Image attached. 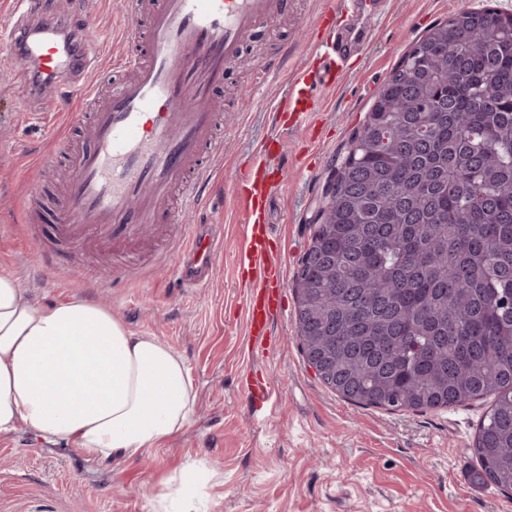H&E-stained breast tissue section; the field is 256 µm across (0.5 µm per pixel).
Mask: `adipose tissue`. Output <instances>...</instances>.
Instances as JSON below:
<instances>
[{
  "label": "adipose tissue",
  "instance_id": "obj_1",
  "mask_svg": "<svg viewBox=\"0 0 512 512\" xmlns=\"http://www.w3.org/2000/svg\"><path fill=\"white\" fill-rule=\"evenodd\" d=\"M196 404L190 370L168 344L93 302L37 305L0 270V436L22 425L105 464L183 431ZM205 478L188 463L153 512H199Z\"/></svg>",
  "mask_w": 512,
  "mask_h": 512
}]
</instances>
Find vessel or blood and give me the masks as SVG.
Wrapping results in <instances>:
<instances>
[{"mask_svg": "<svg viewBox=\"0 0 512 512\" xmlns=\"http://www.w3.org/2000/svg\"><path fill=\"white\" fill-rule=\"evenodd\" d=\"M287 7L288 0H126L128 12L145 14L147 26L130 33L137 51L104 69L88 56L74 58L71 42L61 38L57 18L45 14L41 0H9L12 24L0 45L21 48L55 83L71 82L73 97L91 109L89 121L74 117L54 134L73 170L59 202L57 239L105 227L120 233L172 223L175 189L183 208L200 205L205 189L223 173L224 137L216 131L211 88L252 33L275 23ZM387 10L388 0H324L305 63L289 66L283 53L256 72V86L273 77L286 90L272 107L278 134L258 145L253 179L234 190L248 230L237 266L251 289L246 331L252 353L268 354L276 341L270 324L284 286V259L270 246L267 220L280 185L274 162L287 150L280 133L320 111L315 91L335 90L342 75L336 59L349 46L342 19L364 16L361 39L367 42ZM214 247L209 234L196 235L178 268L183 284L208 282Z\"/></svg>", "mask_w": 512, "mask_h": 512, "instance_id": "1", "label": "vessel or blood"}]
</instances>
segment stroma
Listing matches in <instances>:
<instances>
[{"label": "stroma", "instance_id": "35a3bbf8", "mask_svg": "<svg viewBox=\"0 0 512 512\" xmlns=\"http://www.w3.org/2000/svg\"><path fill=\"white\" fill-rule=\"evenodd\" d=\"M45 12L85 25L90 57L130 53L135 20L122 0H42ZM321 0H288L286 19L251 35L242 59L213 89L225 105L223 185L176 224L133 235L104 229L59 241L57 200L72 172L50 149L45 128L28 120L40 94L14 95L25 63L0 52V270L12 272L39 305L84 299L111 308L136 333L167 343L185 360L196 413L181 433L103 467L47 444L25 428L0 437V512H151L152 496L187 462L201 461L208 512H512V492L479 483L473 444L491 402L435 410L352 404L322 383L302 352L293 281L309 249L314 215L331 169L345 157L382 85L428 28L487 6L512 13V0H391L372 45L341 61L348 76L324 95L314 133L288 134L284 186L272 200L273 240L284 255L283 310L273 322L280 349L253 358L245 335L247 284L236 272L243 216L234 178L249 171L257 144L274 130L268 99L247 90L254 65L287 46L302 62ZM41 205L33 226L21 216L27 194ZM216 238L209 282L184 287L180 255L198 228ZM57 254V270L41 267ZM273 382L272 408L254 405L245 372Z\"/></svg>", "mask_w": 512, "mask_h": 512}]
</instances>
